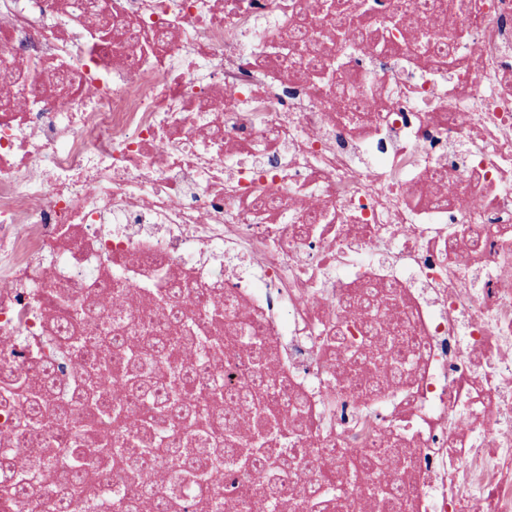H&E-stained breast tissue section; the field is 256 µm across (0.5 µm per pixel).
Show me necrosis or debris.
<instances>
[{"instance_id":"4bbe7bcc","label":"necrosis or debris","mask_w":512,"mask_h":512,"mask_svg":"<svg viewBox=\"0 0 512 512\" xmlns=\"http://www.w3.org/2000/svg\"><path fill=\"white\" fill-rule=\"evenodd\" d=\"M465 3L376 0L362 52L317 0H0V362L63 334L46 296L185 281L263 326L337 464L392 432L406 512H512V0ZM374 283L421 353L353 399L324 328Z\"/></svg>"}]
</instances>
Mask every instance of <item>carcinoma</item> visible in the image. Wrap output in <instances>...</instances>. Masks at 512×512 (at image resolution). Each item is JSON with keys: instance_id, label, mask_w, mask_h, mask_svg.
<instances>
[{"instance_id": "obj_1", "label": "carcinoma", "mask_w": 512, "mask_h": 512, "mask_svg": "<svg viewBox=\"0 0 512 512\" xmlns=\"http://www.w3.org/2000/svg\"><path fill=\"white\" fill-rule=\"evenodd\" d=\"M205 312L198 323L183 324L168 336L154 335L150 322L137 336L123 335L125 319L100 317L93 301L70 305L82 319L101 318L99 334L85 335L83 323L70 325L62 341L39 338L46 357L63 370L75 353L81 368L66 397L51 396L33 375L0 365V407L17 411L11 438L0 442V504L9 508L39 500L42 487L33 473L15 464L17 449L54 427L49 444L64 453L42 452L35 469L68 475L53 484L57 512H238L243 500L225 495L224 471L240 474L233 484L247 495L263 498L267 512H283L293 482L307 471L310 512H330L342 497L336 476L307 466L318 452L286 447L288 435L308 426L305 403L288 401V385L269 374L271 358L259 340L261 328L235 313V301L223 304L200 291L186 300ZM346 327L336 326L330 340L345 363L370 351L389 356L399 366L414 360V346L397 336H369L368 350L350 344ZM244 359L249 380L236 392L226 391L233 378L206 370L224 360V353ZM208 374L205 381L197 376ZM402 381L393 370L362 383L364 392L379 394ZM85 414L83 432L73 431L75 408ZM399 455L395 442L364 450L350 468L347 493L361 492L359 481L380 471L384 458ZM415 488L396 478L378 489L385 512H401Z\"/></svg>"}]
</instances>
